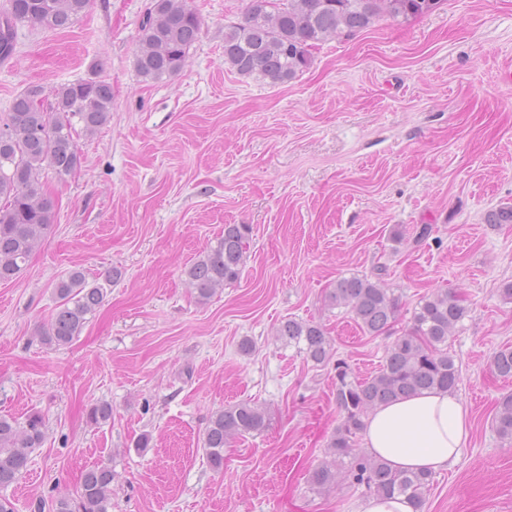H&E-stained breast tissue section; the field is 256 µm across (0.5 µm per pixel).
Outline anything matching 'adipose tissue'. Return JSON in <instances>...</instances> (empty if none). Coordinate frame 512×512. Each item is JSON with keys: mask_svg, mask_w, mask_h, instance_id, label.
Masks as SVG:
<instances>
[{"mask_svg": "<svg viewBox=\"0 0 512 512\" xmlns=\"http://www.w3.org/2000/svg\"><path fill=\"white\" fill-rule=\"evenodd\" d=\"M470 431L462 400L454 393L432 390L370 412L363 447L394 469L434 473L457 462Z\"/></svg>", "mask_w": 512, "mask_h": 512, "instance_id": "obj_1", "label": "adipose tissue"}]
</instances>
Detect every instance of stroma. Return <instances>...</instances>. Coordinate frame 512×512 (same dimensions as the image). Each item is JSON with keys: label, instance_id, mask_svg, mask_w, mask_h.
I'll return each instance as SVG.
<instances>
[{"label": "stroma", "instance_id": "1", "mask_svg": "<svg viewBox=\"0 0 512 512\" xmlns=\"http://www.w3.org/2000/svg\"><path fill=\"white\" fill-rule=\"evenodd\" d=\"M247 2L190 0L199 38L156 83L135 71L152 0H90L66 30L20 24L15 56L0 62L2 118L30 85L94 71L112 86L108 123L75 135L79 169L48 181L50 233L0 283V416L40 412L46 434L0 499L52 512L106 462L118 475L112 512H360L364 487L309 486L338 422L335 371L307 362L277 328L319 322L337 358L371 375L387 338L364 335L325 296L338 278L382 265L400 325L441 289L469 307L448 349L471 436L434 475L426 512H512V442L492 424L512 380L491 366L512 347L502 295L512 224L486 221L512 204V0H443L417 20L380 22L326 43L280 85L224 66V27ZM228 224L252 227L242 275L199 303L185 271ZM74 268L107 294L71 344H44L55 286ZM114 270L120 279L107 282ZM241 400L268 407L269 424L228 443L214 468L203 432ZM99 402L112 417L95 426L87 413ZM145 433L148 447H137Z\"/></svg>", "mask_w": 512, "mask_h": 512}]
</instances>
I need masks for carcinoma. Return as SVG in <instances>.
Listing matches in <instances>:
<instances>
[{
    "label": "carcinoma",
    "mask_w": 512,
    "mask_h": 512,
    "mask_svg": "<svg viewBox=\"0 0 512 512\" xmlns=\"http://www.w3.org/2000/svg\"><path fill=\"white\" fill-rule=\"evenodd\" d=\"M248 0L237 23L224 27V65L243 78L254 77L271 85L288 83L313 63L314 51L336 38H350L382 20L404 24L422 17V6L433 12L443 0ZM90 0H8L0 11V61L16 50V26L27 22L48 29H66L88 9ZM201 21L189 0H154L138 36L135 69L144 82H158L178 73L199 37ZM112 112V86L97 72L51 89L32 85L16 96L7 116L0 118V282L17 278L36 244L54 224V202L46 193V171L63 180L81 164L74 138L75 124L92 134L107 124ZM488 224H512V205L487 213ZM251 228L224 225V236L185 270L199 301L209 300L219 288L241 276ZM350 276L336 280L326 295L328 305L346 314L372 337L385 336V357L378 371L356 377L344 360H336V408L340 420L327 450L336 466L322 464L309 474L311 489L331 488L344 477L378 496L402 495L414 512H424L433 483L427 473H402L357 448L365 418L379 405L413 396L424 390H456L460 373L448 351V336L468 314L455 292L437 291L419 301L410 321L394 330L399 299L382 279ZM61 304L43 328L41 340L66 346L81 332L87 315L104 298V288L89 284L82 269L72 270L55 288ZM277 336L294 346L316 366L333 360V347L324 327L310 320L289 318ZM493 372L512 379V348L500 349L492 360ZM112 417V405L91 406L93 424ZM269 421L267 410L252 401L229 404L210 418L203 448L211 463L224 464L227 442L259 433ZM498 435L512 441V394L502 396L493 417ZM45 439L41 415L33 413L20 423L0 416V488L16 483L28 470L35 449ZM117 474L107 464L86 469L77 501L56 500L53 512H109Z\"/></svg>",
    "instance_id": "cac0c4a2"
}]
</instances>
